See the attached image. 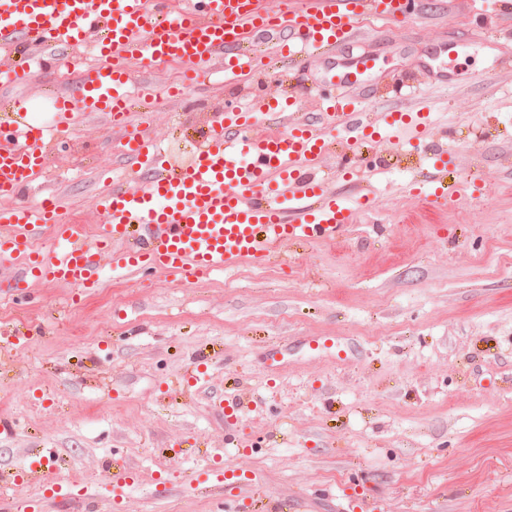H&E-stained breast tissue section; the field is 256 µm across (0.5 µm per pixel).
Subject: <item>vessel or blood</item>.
Returning <instances> with one entry per match:
<instances>
[{
	"mask_svg": "<svg viewBox=\"0 0 512 512\" xmlns=\"http://www.w3.org/2000/svg\"><path fill=\"white\" fill-rule=\"evenodd\" d=\"M408 0H0V58L13 72L38 52L42 75H77L56 96L60 120L84 115L118 124L131 108L139 82L123 66L140 57L195 68L222 67L225 73L254 68L247 47L254 40L297 60L312 51L324 57L330 112H299L292 104L270 111L261 94L246 107L216 115L217 129L198 145L193 158L166 165L147 140L127 143L129 179L104 189L96 204L109 221L93 231L59 221L61 200L47 193L36 206L0 208V251L24 258L17 281L42 279L81 290L96 287L99 253L111 252L113 273L122 277L151 269L180 278L188 269L224 270L241 260L262 261L281 244L335 240L348 231L350 209L337 202L324 177L305 170L304 159L327 147L331 112H338L346 148L365 125L352 108L351 91L372 74L376 59L356 57L337 64L338 48L363 35L365 19H397ZM14 119L0 120V198L15 193L45 166L49 135L24 133L27 145H12ZM52 232L58 252H37L36 235ZM54 448L29 454L22 476L35 482Z\"/></svg>",
	"mask_w": 512,
	"mask_h": 512,
	"instance_id": "b4317fda",
	"label": "vessel or blood"
}]
</instances>
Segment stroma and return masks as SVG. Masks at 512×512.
<instances>
[{
  "instance_id": "stroma-1",
  "label": "stroma",
  "mask_w": 512,
  "mask_h": 512,
  "mask_svg": "<svg viewBox=\"0 0 512 512\" xmlns=\"http://www.w3.org/2000/svg\"><path fill=\"white\" fill-rule=\"evenodd\" d=\"M493 13L475 0L377 20L361 48L377 60L361 99L374 118L395 109L389 90L418 64L449 76L421 94L430 136L455 132L447 160L468 175L465 194L430 205L407 190L423 162L405 128L361 149L389 162L371 177L370 205L334 178L340 145L311 162L353 207L336 241L178 281L115 278L104 254L85 292L53 283L22 294L0 270V331L26 333L0 355V467L58 449L57 483L104 503L114 475L132 469L121 512H213L198 482L223 457L233 512H271L283 498L300 512H512V91L495 72L512 41L471 36ZM319 72L316 59L265 54L233 84L204 76L187 97L132 109L127 132L77 120L50 142L25 199L52 187L63 223L97 227L96 195L124 178L125 135L183 162L226 100L259 83L284 97ZM53 99L44 79L0 78V106ZM311 336L356 351L340 362L309 349ZM233 398L239 411L223 414Z\"/></svg>"
}]
</instances>
